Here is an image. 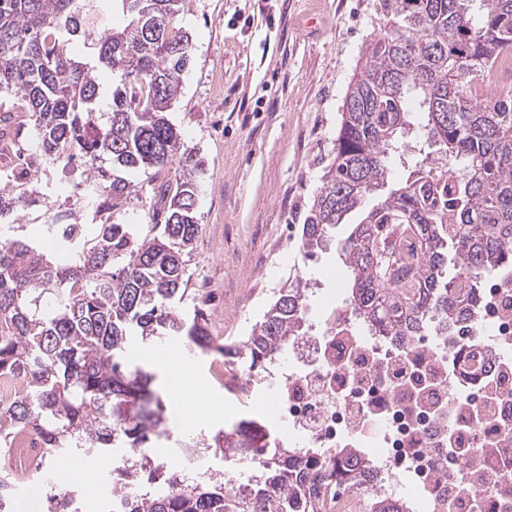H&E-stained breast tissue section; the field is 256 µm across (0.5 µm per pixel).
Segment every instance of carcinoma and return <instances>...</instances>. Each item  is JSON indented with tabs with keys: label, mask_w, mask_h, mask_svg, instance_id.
<instances>
[{
	"label": "carcinoma",
	"mask_w": 512,
	"mask_h": 512,
	"mask_svg": "<svg viewBox=\"0 0 512 512\" xmlns=\"http://www.w3.org/2000/svg\"><path fill=\"white\" fill-rule=\"evenodd\" d=\"M110 2L128 23L93 36L79 60L69 45L89 18L85 0H0V94L20 98L44 155L88 172L104 215L101 224L56 216L48 231L69 242L65 261L29 239L0 240V373L28 376L27 392L0 411V438L29 432L47 457L125 458L111 512H322L308 470L314 449L275 445L256 418L239 417L195 444L226 459L253 448L259 462L235 494H224L222 472L200 479L184 470L164 478L162 494L126 489L169 469L144 455L169 433L168 405L154 371L129 357L130 344L171 340L204 356L221 349L187 288L205 164L167 117L193 48L176 26L185 0ZM377 10L391 27L371 40L349 86L301 249L314 255L347 215L366 210L339 242L349 271L346 312L399 344L434 322L465 341L482 279L512 268V93L478 100L469 90L512 54V0H378ZM100 71L115 82L111 111L98 114ZM420 136L445 160L420 153L408 176L389 186L390 157ZM137 170L150 172L153 193V225L143 237L111 221L129 193L124 174ZM38 202L34 190L0 189V220ZM308 298L299 278L279 291L245 340L249 373H261L302 335ZM338 454L336 479L362 512H406L371 493L374 475L361 449ZM21 480L0 466V512H12ZM78 499L76 489L54 482L47 512H73Z\"/></svg>",
	"instance_id": "carcinoma-1"
}]
</instances>
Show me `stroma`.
Wrapping results in <instances>:
<instances>
[{
  "label": "stroma",
  "mask_w": 512,
  "mask_h": 512,
  "mask_svg": "<svg viewBox=\"0 0 512 512\" xmlns=\"http://www.w3.org/2000/svg\"><path fill=\"white\" fill-rule=\"evenodd\" d=\"M377 0H187L178 20L192 36L170 121L205 161L198 214L202 232L188 266L189 286L200 291L207 322L221 320L228 336L250 335L290 280L302 277L313 296L307 332L321 334L326 318L347 298L348 272L336 249L306 257L301 226L323 185L344 99L365 64L371 39L388 28ZM29 153L22 166L38 206L18 221L29 237H43L58 211L81 224L100 220L98 199L81 172H63L38 148V133L21 113ZM133 191L113 214L121 224L151 221L147 175L129 176ZM198 384L209 387L223 416L196 420L195 433H210L242 416L243 405H224L213 385L210 357L182 354ZM111 458H85L87 478L67 461L49 462L52 473L80 481L88 497L107 495ZM82 470V471H83Z\"/></svg>",
  "instance_id": "35a3bbf8"
}]
</instances>
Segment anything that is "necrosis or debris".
Listing matches in <instances>:
<instances>
[{
    "label": "necrosis or debris",
    "instance_id": "1",
    "mask_svg": "<svg viewBox=\"0 0 512 512\" xmlns=\"http://www.w3.org/2000/svg\"><path fill=\"white\" fill-rule=\"evenodd\" d=\"M471 343L440 334L402 348L358 329L345 310H334L318 336L292 340L288 359H275L265 382L273 403L261 419L287 447L315 449L312 468L335 473L338 451L370 438L369 464L380 478L378 493L416 499L420 512H512V471L498 466L497 450L512 451V272L486 277L473 302ZM456 371L437 389L438 406L407 396L420 378L444 361ZM504 377L499 415L483 420L486 440L474 442L480 484L446 460L449 437L477 423L473 408ZM473 395L455 410L459 387Z\"/></svg>",
    "mask_w": 512,
    "mask_h": 512
}]
</instances>
